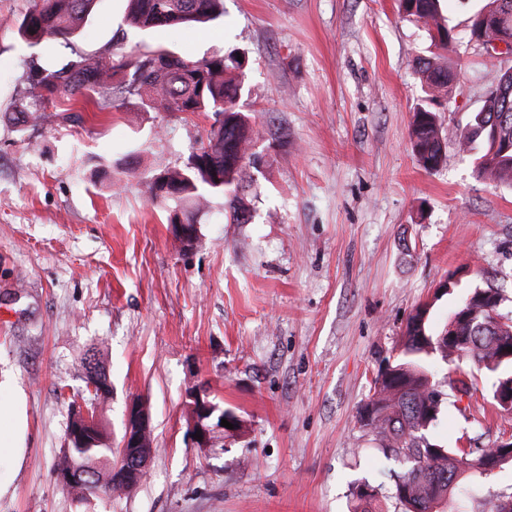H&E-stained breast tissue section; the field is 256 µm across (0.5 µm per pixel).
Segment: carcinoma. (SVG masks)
I'll list each match as a JSON object with an SVG mask.
<instances>
[{"label": "carcinoma", "instance_id": "1", "mask_svg": "<svg viewBox=\"0 0 512 512\" xmlns=\"http://www.w3.org/2000/svg\"><path fill=\"white\" fill-rule=\"evenodd\" d=\"M96 0H35L23 16L17 32L31 48L54 39L68 42L81 28ZM398 9L423 25L431 45L448 49L451 28L440 11V0H398ZM224 16V0H128L129 22L140 29L193 27ZM504 31L512 37V0H488L474 18L470 35ZM248 60H237V50L191 60L163 47L144 52L100 56L93 62L70 59L57 66L35 65L27 73L29 92L43 103H55L61 95L73 98L107 94L138 96L152 112H201L212 116L206 141L192 151L187 162L148 177L151 196L174 204V212L188 220L202 210L210 196L224 197V212L234 224H247L251 210L244 203L251 185L250 169L255 131L238 108ZM414 68L421 76L422 99L412 112L409 138L414 156L426 171H434L446 159L442 122L435 109L448 94L457 72L448 69L435 54L419 57ZM459 150L473 156L477 175L497 184L512 186V66L492 82L480 110L472 113L460 133ZM454 282L438 287L434 301L415 307L409 316L398 353L378 371L368 400L360 407L358 422L372 436L388 462L403 467L390 469V497L403 512H434L451 499L456 512H467L476 487L473 478L491 473L489 466L498 448L470 452L461 448L465 435L442 443L428 430L442 412L439 392L432 381L429 361L449 364L467 360L479 371L494 376L492 391L512 382V358L504 357L503 341L512 338V319L499 307L501 294L475 287L448 313L442 327L430 326L435 302L451 294ZM452 334L448 344L442 336ZM85 382H94L83 400L101 411L112 397V383L97 351L90 348L81 361ZM451 390L470 394L471 376L463 371L446 376ZM122 459L112 448L110 434L97 422L90 443L75 442L59 450L54 470L70 469L78 485L67 489L85 509L84 491L112 488V469ZM354 512H382L377 490L360 484L353 492Z\"/></svg>", "mask_w": 512, "mask_h": 512}]
</instances>
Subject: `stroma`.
<instances>
[{
	"label": "stroma",
	"instance_id": "stroma-1",
	"mask_svg": "<svg viewBox=\"0 0 512 512\" xmlns=\"http://www.w3.org/2000/svg\"><path fill=\"white\" fill-rule=\"evenodd\" d=\"M33 0H0V380L25 398L26 457L0 512H77L53 478L68 405L96 345L112 381L106 412L120 445L127 404L151 414L154 452L138 490L98 512H349L355 485L388 484V463L358 421L372 379L392 357L409 312L456 275L459 291L500 288L512 317V190L478 178L457 148L503 63L470 40L484 0H444L457 80L441 100L446 160L421 169L409 121L421 24L396 0H224L202 28L126 25L124 0H98L70 48L33 49L17 23ZM157 46L199 60L248 57L241 111L260 158L253 219L229 224L224 199L197 215L199 241L173 240L172 209L146 176L183 166L212 122L78 99L82 118L29 108L32 63L92 60ZM432 437L468 433L490 448L512 414L444 385ZM244 421L213 448L187 430L202 384Z\"/></svg>",
	"mask_w": 512,
	"mask_h": 512
}]
</instances>
